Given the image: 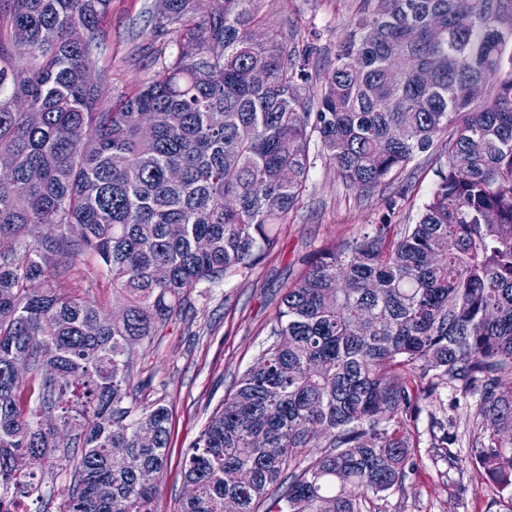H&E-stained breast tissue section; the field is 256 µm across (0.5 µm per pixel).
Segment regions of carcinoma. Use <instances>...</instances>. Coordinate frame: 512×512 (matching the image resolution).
Listing matches in <instances>:
<instances>
[{
  "mask_svg": "<svg viewBox=\"0 0 512 512\" xmlns=\"http://www.w3.org/2000/svg\"><path fill=\"white\" fill-rule=\"evenodd\" d=\"M5 2L0 512L13 486L41 487L15 455L62 469L71 448L58 512H155L169 412L143 401L132 370L198 285L274 247L314 135L363 197L441 144L448 165L414 223L386 215L333 242L285 289L270 335L288 342L263 350L209 417L179 512H363L403 486L404 415L444 380L481 388L494 432L479 465L512 486V456L495 452L512 442V0H359L314 104L319 48L288 47L264 0H213L207 15L156 0L154 28L175 51L119 94L87 80L112 0ZM145 112L166 113L149 135ZM108 286L112 297L96 293Z\"/></svg>",
  "mask_w": 512,
  "mask_h": 512,
  "instance_id": "obj_1",
  "label": "carcinoma"
}]
</instances>
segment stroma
Wrapping results in <instances>:
<instances>
[{
	"instance_id": "1",
	"label": "stroma",
	"mask_w": 512,
	"mask_h": 512,
	"mask_svg": "<svg viewBox=\"0 0 512 512\" xmlns=\"http://www.w3.org/2000/svg\"><path fill=\"white\" fill-rule=\"evenodd\" d=\"M155 0H112L102 21L105 36L95 52L94 73L111 92L149 80L161 53L174 48V37L154 30ZM357 0H264L270 27L289 44L318 34L320 53L310 68L321 78L336 61L337 44L352 21ZM444 150L419 155L394 182L369 198L348 186L319 141H312L306 190L275 247L253 267L201 284L180 316L154 342L134 375L149 380L145 399L162 398L170 412L172 447L158 482L157 512H177L187 494L181 466L209 416L232 392L260 351L272 341L270 328L283 292L307 270L323 248L341 239L362 238L384 213L405 224L435 187L436 171L446 166ZM480 393L451 382L430 397H420L408 423L412 450L404 488L370 499L366 512H512V488L499 490L479 474L476 458L490 427L474 418ZM456 441L442 444V424ZM459 462L449 466L447 452Z\"/></svg>"
}]
</instances>
